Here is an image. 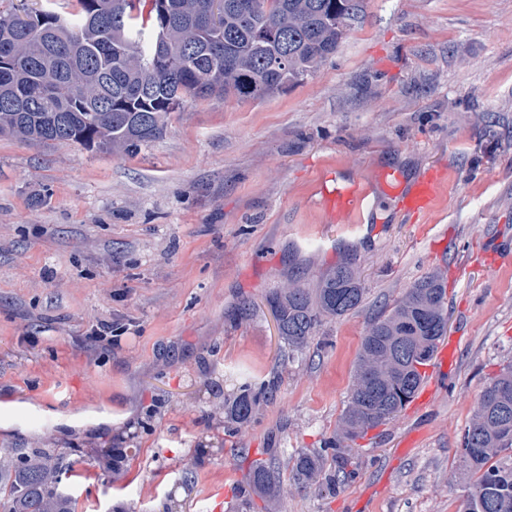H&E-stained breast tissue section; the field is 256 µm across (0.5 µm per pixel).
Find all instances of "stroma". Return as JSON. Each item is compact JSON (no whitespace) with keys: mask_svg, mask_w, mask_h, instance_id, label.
<instances>
[{"mask_svg":"<svg viewBox=\"0 0 512 512\" xmlns=\"http://www.w3.org/2000/svg\"><path fill=\"white\" fill-rule=\"evenodd\" d=\"M364 6L314 72L186 98L136 154L0 137V448L60 454L77 512H266L251 464L333 435L371 319L439 268L442 388L351 443L353 479L281 470L280 510L458 512L465 427L512 361V0ZM432 168L421 216L378 191L346 224L318 203L330 173ZM349 259L361 306L321 327L322 353H289L267 295ZM104 322L118 345L91 342ZM245 375L276 392L235 430L215 408Z\"/></svg>","mask_w":512,"mask_h":512,"instance_id":"stroma-1","label":"stroma"}]
</instances>
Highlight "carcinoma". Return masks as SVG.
I'll list each match as a JSON object with an SVG mask.
<instances>
[{
  "instance_id": "1",
  "label": "carcinoma",
  "mask_w": 512,
  "mask_h": 512,
  "mask_svg": "<svg viewBox=\"0 0 512 512\" xmlns=\"http://www.w3.org/2000/svg\"><path fill=\"white\" fill-rule=\"evenodd\" d=\"M0 0V135L135 153L157 139L187 96L262 99L314 71L364 17V0H49L28 10ZM365 294L356 262L315 283L294 279L267 303L288 349L306 346ZM444 289L422 277L372 321L362 338L336 435L304 452V487L323 480L324 458L396 417L415 396L419 367L447 330ZM275 386L242 382L224 404L250 421ZM477 479L460 512H512V364L484 388L463 434ZM288 456L254 466L249 486L270 505ZM63 458L46 448H0V512H76L59 492Z\"/></svg>"
}]
</instances>
